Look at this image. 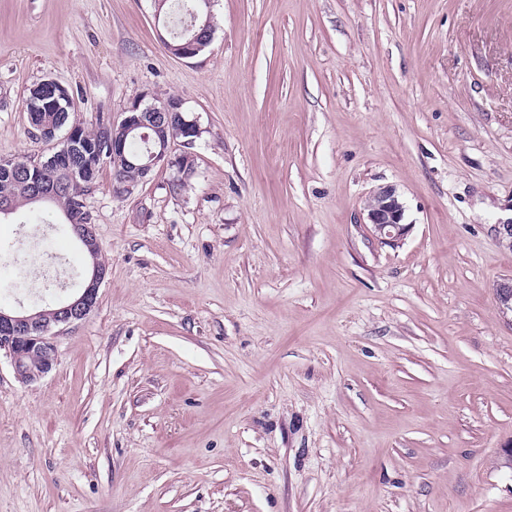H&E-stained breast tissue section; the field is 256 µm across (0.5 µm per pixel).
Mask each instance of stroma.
Instances as JSON below:
<instances>
[{"mask_svg":"<svg viewBox=\"0 0 512 512\" xmlns=\"http://www.w3.org/2000/svg\"><path fill=\"white\" fill-rule=\"evenodd\" d=\"M164 47L153 0H0V157L180 99L194 171L85 195L107 276L24 384L0 353V512H512V0H215ZM396 187L411 226L360 222ZM89 260L48 203L0 215V308ZM165 1L166 0H153L156 8L154 17L158 27L161 11V13L163 12L166 16L167 29H170V32L167 33L168 40L165 39L161 31L159 33L165 48L171 55L179 59H190L197 56L211 43L213 39L214 30L209 25L210 18L212 27H215L214 15H211L213 1L199 0L203 3L206 20L199 26V28L194 27L191 35L182 41H180L181 34L185 31V27L193 20V11L196 10L197 0H168V2L174 3L167 2L164 4ZM163 4L164 6L162 7ZM165 5L166 8L164 9ZM169 40L175 43L170 42ZM45 83L46 84H44L41 90L37 93V97H35L36 100L40 101L43 109H54L61 100L68 101L72 105V98L65 87L52 79L45 81ZM29 101L30 99L28 97L26 109L29 123L33 128L34 125H38L53 127L58 131L62 127L68 125L69 114L72 111V107L67 106L65 101L61 102L62 108L48 112L33 111L28 103ZM55 129H52L50 133H44L42 131L38 133V136L47 142H54L56 139ZM366 221L372 235L381 244L397 247L410 232V224L404 222L405 209L393 186L374 189L364 204Z\"/></svg>","mask_w":512,"mask_h":512,"instance_id":"stroma-1","label":"stroma"}]
</instances>
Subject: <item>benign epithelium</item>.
I'll return each instance as SVG.
<instances>
[{"label":"benign epithelium","mask_w":512,"mask_h":512,"mask_svg":"<svg viewBox=\"0 0 512 512\" xmlns=\"http://www.w3.org/2000/svg\"><path fill=\"white\" fill-rule=\"evenodd\" d=\"M214 30L209 21L194 28L190 36L173 43L167 39L162 42L167 51L176 58L190 59L197 56L212 41ZM36 100L40 101L43 109L55 108L60 101H72L68 90L56 81L49 79L37 93ZM178 123L186 139L181 141L185 151L175 155L172 145L166 143L165 133L172 123ZM102 126L112 133L108 151L104 152L95 145H88L81 139L82 126L73 124L61 140H56V132H40L38 136L54 143V149L59 158L69 157L72 149H78L85 158V165L75 175L73 185L75 194L84 197L95 182L101 168L110 164L113 172L121 169L126 161L125 141L144 127L153 129L157 135L158 145L143 159L145 175H150L156 167H174L179 174L177 181L184 182L193 172L195 165L194 154L189 151L202 130L196 119L189 118L182 110V102L177 98L154 101L143 104V100L132 101L123 110L120 122L107 121ZM25 176L30 178L33 200L42 202L51 194V184L44 164L34 162L26 166ZM366 221L370 224L372 235L380 243L388 246H398L410 232L411 225L404 222L405 209L392 186H382L374 189L364 204ZM75 241L86 250L91 259L92 267L87 284L76 294L58 301L51 310L42 309L35 312L7 311L0 308V350H5L10 357L16 378L26 384L40 381L52 369L56 359V349L51 340L50 329L53 326L67 325L88 316L96 307L98 289L106 276V270L99 267L98 256L100 246L94 236L92 225H71Z\"/></svg>","instance_id":"benign-epithelium-1"}]
</instances>
